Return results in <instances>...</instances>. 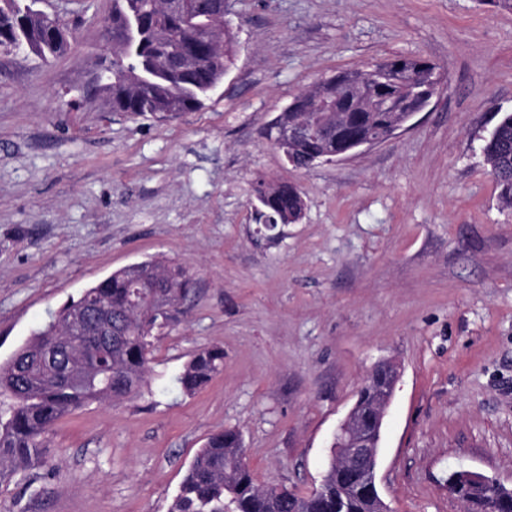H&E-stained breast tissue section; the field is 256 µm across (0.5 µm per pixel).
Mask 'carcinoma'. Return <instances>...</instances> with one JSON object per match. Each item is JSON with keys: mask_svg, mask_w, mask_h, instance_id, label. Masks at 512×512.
Segmentation results:
<instances>
[{"mask_svg": "<svg viewBox=\"0 0 512 512\" xmlns=\"http://www.w3.org/2000/svg\"><path fill=\"white\" fill-rule=\"evenodd\" d=\"M227 0H190L189 9H174L162 0H112V42L125 36L128 23L138 21L128 52L114 50L112 80L101 85L109 94L112 111L134 114L192 112L214 92L237 47L232 26L224 27L218 50L200 37L199 23L219 17ZM30 0H0V39L27 43L32 53L47 61L71 49L68 33L51 28L29 9ZM198 57L193 72L185 74L162 61L183 53ZM148 82L137 92L138 76ZM362 75L371 90L381 87L397 103L415 104L427 87L438 82L437 66L422 58L375 62ZM352 73L327 79L331 111L308 100V112L288 113V122L327 118L363 135L377 136L393 123H408L406 112H389L368 101L351 86ZM330 151V142L317 138L296 146V168L312 167L316 154ZM503 205L512 208V113L505 112L483 147ZM260 210L277 222H297L304 210L300 188L274 181ZM190 274L181 265L151 260L118 269L81 296L61 307L33 337L0 363V476L37 461L43 436L63 416L94 402L106 403L134 395L150 361L154 333L175 322L190 292ZM92 305L112 311V323L121 336L112 346L99 344V325L78 322L76 313ZM224 370V349H203L186 363L176 381L192 395ZM241 436L234 429L211 434L172 499L168 512H334L338 498L348 500L346 512H373L371 499L352 494L336 465L329 464L320 489L303 496L299 505L280 489H262L242 458Z\"/></svg>", "mask_w": 512, "mask_h": 512, "instance_id": "1", "label": "carcinoma"}]
</instances>
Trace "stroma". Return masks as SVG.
<instances>
[{
  "instance_id": "obj_1",
  "label": "stroma",
  "mask_w": 512,
  "mask_h": 512,
  "mask_svg": "<svg viewBox=\"0 0 512 512\" xmlns=\"http://www.w3.org/2000/svg\"><path fill=\"white\" fill-rule=\"evenodd\" d=\"M237 51L204 106L161 119L90 93L112 0H51L75 32L51 63L0 54V361L124 266L189 268L139 393L84 406L46 463L0 482V512H167L194 457L239 431L261 487L319 489L375 365L400 377L377 482L389 512H464L449 471L512 488V209L482 147L512 111V11L477 0H230ZM420 57L444 84L387 142L307 170L264 129L314 82ZM288 180L293 224L254 220L256 178ZM224 370L192 395L202 349ZM224 370V349L218 346L203 349L186 363L176 381L184 394L192 395Z\"/></svg>"
}]
</instances>
